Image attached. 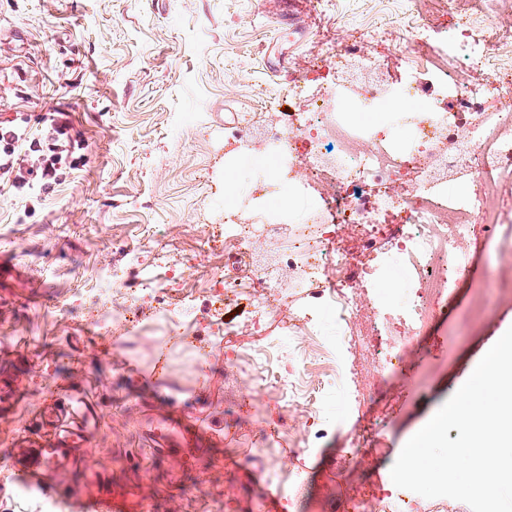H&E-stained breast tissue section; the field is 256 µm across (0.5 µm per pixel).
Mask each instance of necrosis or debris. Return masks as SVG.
<instances>
[{"mask_svg": "<svg viewBox=\"0 0 512 512\" xmlns=\"http://www.w3.org/2000/svg\"><path fill=\"white\" fill-rule=\"evenodd\" d=\"M445 6L453 25L420 20L403 73L384 71L361 41L337 39L316 54L322 63L335 59V81L292 89L311 105L302 122L251 119L234 135L239 151L261 146L272 165L251 194L265 198L285 186L309 201L286 238L282 215L224 211V273L214 287L251 297L252 325L286 317L292 336L321 335L303 308L283 303L291 293L312 295L350 348L377 372L395 373L474 251L494 249L512 273V0ZM388 101L405 139L366 119ZM351 226L364 241L357 261L330 239ZM261 243L266 252H258ZM393 269L397 291L373 301L358 324L355 288L378 287ZM371 336L384 337L383 347H370ZM279 350L274 337H263L237 367L262 392L279 394L284 411L319 410L279 374Z\"/></svg>", "mask_w": 512, "mask_h": 512, "instance_id": "4bbe7bcc", "label": "necrosis or debris"}]
</instances>
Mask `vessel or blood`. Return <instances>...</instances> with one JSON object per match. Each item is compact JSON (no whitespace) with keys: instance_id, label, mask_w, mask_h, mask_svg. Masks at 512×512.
<instances>
[{"instance_id":"obj_1","label":"vessel or blood","mask_w":512,"mask_h":512,"mask_svg":"<svg viewBox=\"0 0 512 512\" xmlns=\"http://www.w3.org/2000/svg\"><path fill=\"white\" fill-rule=\"evenodd\" d=\"M35 421L37 432L19 430L12 443L13 473L20 485L60 499L64 512H127L126 501L103 494L99 475L85 453L100 422L94 403L84 397L69 398L62 405L47 403L39 408ZM211 437L202 417L173 416L161 407L145 441L159 458L165 449L198 446ZM61 470L74 473L76 490L66 492L50 483V476Z\"/></svg>"}]
</instances>
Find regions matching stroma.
<instances>
[{"label":"stroma","instance_id":"obj_1","mask_svg":"<svg viewBox=\"0 0 512 512\" xmlns=\"http://www.w3.org/2000/svg\"><path fill=\"white\" fill-rule=\"evenodd\" d=\"M284 2L0 0V121L11 122L28 148L42 139L43 114L68 113L76 157L46 186L0 180V253L38 282L33 299L0 291V364L25 394L16 413L0 419V512H41L43 497L14 494L11 438L44 400L78 391L101 416L88 455L107 490L131 492L133 512H251L273 487L276 512H341L343 502L390 485L405 443L512 327L496 258L478 253L402 375L380 381L374 405L356 406L331 365L284 349L280 371L318 391L325 412L262 446L261 430L277 429L283 411L277 396L256 397L234 362L260 335L287 328L275 323L256 333L251 302L241 296L224 303L239 335L212 342L211 278L224 271V251L200 242L224 234L226 167L244 183L259 169L256 156L226 157L224 129L245 112L280 120L307 111L289 98L285 75L335 79L334 69L310 65L318 37L384 28L386 37L367 50L396 72L408 56L411 14L438 16L430 0H322L290 27L273 13ZM149 228L172 267H193V277L161 282L169 297H188L192 313L168 331L148 297L135 308L136 327L101 334L93 324L101 307L123 309L119 291L100 298L101 270L126 269L129 288L158 274ZM479 297L483 322L465 327V311ZM157 381L217 435L181 463L153 461L142 439L152 416L139 388ZM281 461L287 469L273 475Z\"/></svg>","mask_w":512,"mask_h":512}]
</instances>
